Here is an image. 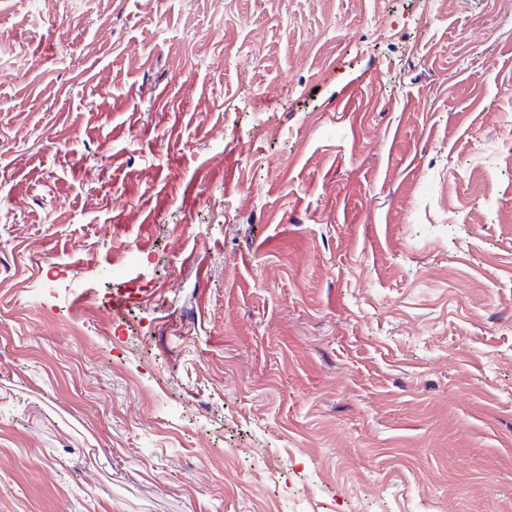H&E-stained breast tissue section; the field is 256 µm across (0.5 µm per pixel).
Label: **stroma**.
<instances>
[{
  "mask_svg": "<svg viewBox=\"0 0 512 512\" xmlns=\"http://www.w3.org/2000/svg\"><path fill=\"white\" fill-rule=\"evenodd\" d=\"M0 512H512V0H0Z\"/></svg>",
  "mask_w": 512,
  "mask_h": 512,
  "instance_id": "obj_1",
  "label": "stroma"
}]
</instances>
